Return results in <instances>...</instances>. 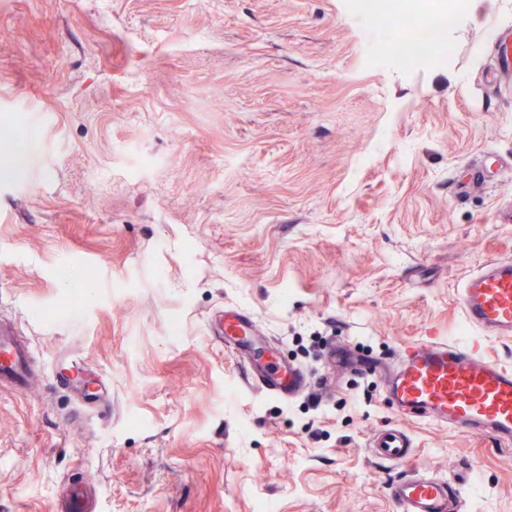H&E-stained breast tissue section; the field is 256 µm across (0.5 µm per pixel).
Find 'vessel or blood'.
Returning <instances> with one entry per match:
<instances>
[{"instance_id": "b4317fda", "label": "vessel or blood", "mask_w": 512, "mask_h": 512, "mask_svg": "<svg viewBox=\"0 0 512 512\" xmlns=\"http://www.w3.org/2000/svg\"><path fill=\"white\" fill-rule=\"evenodd\" d=\"M460 308L467 325L483 336L512 335V259L492 261L468 279L460 291ZM208 335L237 355H245L261 329L255 317L240 307L214 312L205 322ZM33 344L16 318L0 314V385L31 389L43 374L32 361ZM248 377L265 394L288 398L308 388L298 369L270 363L249 369ZM387 394L399 411L435 425L501 445L512 444V367L488 359L469 345L438 340L401 346L388 380ZM369 453L397 466L386 493L396 512H462L464 494L456 480L413 463L407 433L390 426L368 439ZM63 512H91L86 490L66 486Z\"/></svg>"}]
</instances>
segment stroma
<instances>
[{
	"instance_id": "35a3bbf8",
	"label": "stroma",
	"mask_w": 512,
	"mask_h": 512,
	"mask_svg": "<svg viewBox=\"0 0 512 512\" xmlns=\"http://www.w3.org/2000/svg\"><path fill=\"white\" fill-rule=\"evenodd\" d=\"M355 0H0V310L79 349L112 409L0 388V512H394L372 432L512 512V446L415 421L346 364L476 336L465 280L512 256V0H465L429 58ZM248 309L313 380L284 402L203 330ZM412 440L397 426L375 430L368 439L369 453L393 466H401L413 457ZM62 512H93L86 490L79 483H71L63 490Z\"/></svg>"
}]
</instances>
